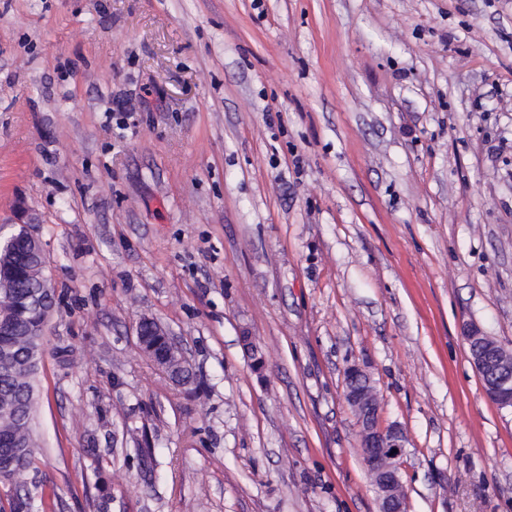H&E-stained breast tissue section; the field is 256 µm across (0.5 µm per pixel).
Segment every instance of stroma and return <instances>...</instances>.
<instances>
[{"mask_svg": "<svg viewBox=\"0 0 512 512\" xmlns=\"http://www.w3.org/2000/svg\"><path fill=\"white\" fill-rule=\"evenodd\" d=\"M20 202L47 512H378L353 364L408 512H512L460 332L512 351V0H0V226ZM16 220L11 225V233L1 236L0 288H9L10 280L16 275L15 257L23 249L29 257L30 266L35 267L33 274L41 281L42 294L54 300L50 277L44 273L47 269L46 255L36 230L41 220L21 202L16 208ZM152 322H155L157 325V328L154 326ZM145 323H149L153 325L154 328V335L153 338L155 339L157 336H166L167 337V348L165 351L162 352L164 355V362L162 368L167 371V362L170 355H174L175 358L179 361L180 368L176 370L171 371V376L180 384L182 385H188L192 381V373L191 370L187 364V361L180 350V348L176 345V343L169 337L167 334L162 330L161 326L154 321L153 319H142L138 325H137V336L139 340L140 347L143 349L146 346H149L150 348H155L156 343L155 342H149L148 338L144 337L147 336L143 332V325ZM344 399L361 426L363 462L375 489L378 512H406L407 490L395 465L408 442L405 430L398 424L379 422L381 407L374 382L356 365L345 370Z\"/></svg>", "mask_w": 512, "mask_h": 512, "instance_id": "stroma-1", "label": "stroma"}]
</instances>
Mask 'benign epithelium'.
<instances>
[{"instance_id":"1","label":"benign epithelium","mask_w":512,"mask_h":512,"mask_svg":"<svg viewBox=\"0 0 512 512\" xmlns=\"http://www.w3.org/2000/svg\"><path fill=\"white\" fill-rule=\"evenodd\" d=\"M38 215L23 203L16 208V222L11 233L0 239V288L9 287L16 275L15 257L24 250L34 266L33 274L41 281L42 294L54 299L51 280L45 274L47 259L37 234ZM461 334L470 352L476 372L485 378L484 393L501 408H512V366L497 359L500 345L484 335L474 323L461 325ZM164 358L173 355L180 368L171 376L180 384L188 385L192 373L187 361L173 340H168ZM344 399L353 409L361 426V450L363 462L375 489L379 512H406L407 490L395 460L404 453L408 438L398 424L384 426L379 422L380 399L369 374L356 365L345 370Z\"/></svg>"}]
</instances>
